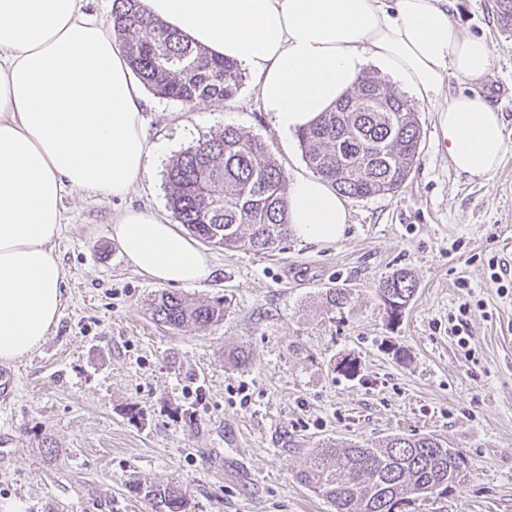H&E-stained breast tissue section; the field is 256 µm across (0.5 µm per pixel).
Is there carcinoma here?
<instances>
[{"label":"carcinoma","mask_w":512,"mask_h":512,"mask_svg":"<svg viewBox=\"0 0 512 512\" xmlns=\"http://www.w3.org/2000/svg\"><path fill=\"white\" fill-rule=\"evenodd\" d=\"M497 20L512 32V0H496ZM112 30L131 69L153 96L192 109L223 104L237 94L238 65L168 29L142 0H113ZM308 168L341 195L364 199L394 194L420 156L414 105L375 75H364L336 105L298 133ZM174 223L200 242L256 253L274 251L290 235L288 175L260 138L227 125L182 150L166 168ZM416 282L405 270L382 279L376 295L388 320L400 321ZM152 319L173 331L205 330L224 321V299L192 302L162 290L149 303ZM460 452L433 435H393L375 447L327 445L306 458L298 479L333 512H409L417 500L446 498L461 482ZM134 492L144 488L131 485ZM155 512H188L182 487L151 485Z\"/></svg>","instance_id":"cac0c4a2"}]
</instances>
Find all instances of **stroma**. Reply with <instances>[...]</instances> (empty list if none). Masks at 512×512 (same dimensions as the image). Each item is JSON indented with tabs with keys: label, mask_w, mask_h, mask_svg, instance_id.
Returning <instances> with one entry per match:
<instances>
[{
	"label": "stroma",
	"mask_w": 512,
	"mask_h": 512,
	"mask_svg": "<svg viewBox=\"0 0 512 512\" xmlns=\"http://www.w3.org/2000/svg\"><path fill=\"white\" fill-rule=\"evenodd\" d=\"M457 30L485 37L493 65L479 89L512 138V35L495 0H452ZM151 139L167 151L124 198L66 194L55 241L63 267L58 322L30 354L8 363L0 403V503L23 512H155L131 480L173 482L190 512H331L296 478L328 443L372 445L433 435L467 461L456 491L413 512H512V291L487 260L512 270V146L490 177L454 170L436 114L416 103L421 154L396 193L349 200L346 237H288L259 254L209 248L212 273L176 286L192 300L223 299V322L175 332L148 302L160 286L110 237L126 206L167 209L165 171L198 138L231 125L262 138L286 173L306 170L297 138L275 129L245 73L223 105L147 96ZM417 290L390 323L375 289L397 270ZM349 301L332 310L325 293ZM469 304L467 344L448 318ZM244 348L249 362L230 354ZM346 358L356 375L339 371Z\"/></svg>",
	"instance_id": "stroma-1"
}]
</instances>
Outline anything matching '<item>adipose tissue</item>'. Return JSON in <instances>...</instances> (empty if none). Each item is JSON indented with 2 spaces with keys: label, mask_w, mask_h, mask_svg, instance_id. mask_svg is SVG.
<instances>
[{
  "label": "adipose tissue",
  "mask_w": 512,
  "mask_h": 512,
  "mask_svg": "<svg viewBox=\"0 0 512 512\" xmlns=\"http://www.w3.org/2000/svg\"><path fill=\"white\" fill-rule=\"evenodd\" d=\"M212 55L248 69L282 135L308 127L356 86L366 65L431 104L453 168L489 177L511 141L482 94L446 97L450 76L484 79L491 49L459 33L448 0H142ZM88 0H0V362L33 351L60 316L54 241L72 189L123 197L157 147L142 84ZM293 234L332 244L350 225L344 197L316 175L288 183ZM111 238L158 284L212 271L198 242L154 209L130 207Z\"/></svg>",
  "instance_id": "1"
}]
</instances>
